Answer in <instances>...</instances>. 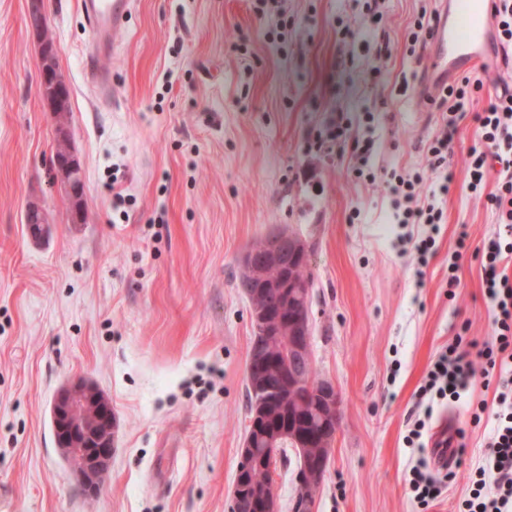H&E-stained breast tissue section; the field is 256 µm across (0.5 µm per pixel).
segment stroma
<instances>
[{
    "mask_svg": "<svg viewBox=\"0 0 512 512\" xmlns=\"http://www.w3.org/2000/svg\"><path fill=\"white\" fill-rule=\"evenodd\" d=\"M99 59L115 97L100 107L82 71L90 34L79 0H44L58 64L72 89L69 131L83 165L86 221L48 168L55 122L39 92L28 0H0V512H227L248 423L252 327L239 286L243 251L286 226L311 247L313 368L332 380L341 422L312 512H455L486 442L468 404L493 403L476 383L451 423L458 473L420 509L404 448L415 391L459 331L494 335L477 248L497 229L466 158L482 142L469 117L448 150L454 183L437 251L416 283L386 186L351 171L353 140L371 137L376 169L426 167L438 128L420 104L422 73L405 34L418 0H379L371 30L363 0H284L290 25L258 17L253 0H132ZM358 32L340 45V23ZM379 77H372L373 67ZM404 92H397L400 81ZM374 111V126L364 121ZM350 143L309 147L338 113ZM131 202L112 210L107 184ZM52 222L32 239L29 202ZM467 229L460 286L448 259ZM85 381L111 402L117 443L98 497L86 496L57 447L50 410Z\"/></svg>",
    "mask_w": 512,
    "mask_h": 512,
    "instance_id": "stroma-1",
    "label": "stroma"
}]
</instances>
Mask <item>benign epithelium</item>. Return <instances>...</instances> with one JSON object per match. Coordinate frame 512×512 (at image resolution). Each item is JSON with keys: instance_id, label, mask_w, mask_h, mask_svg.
Returning a JSON list of instances; mask_svg holds the SVG:
<instances>
[{"instance_id": "obj_1", "label": "benign epithelium", "mask_w": 512, "mask_h": 512, "mask_svg": "<svg viewBox=\"0 0 512 512\" xmlns=\"http://www.w3.org/2000/svg\"><path fill=\"white\" fill-rule=\"evenodd\" d=\"M29 18L36 35L39 59L40 94L47 112L58 117L67 111L70 86L58 66V49L48 30L44 0H30ZM56 138L64 142L51 156L49 167L54 183L69 200L71 220L83 223L84 182L81 161L67 127H56ZM49 223L48 213L39 205L29 206L26 224L31 236L42 234ZM307 242L288 229L273 231L251 245L241 256V281L250 301V321L255 342L247 359V381L258 395L257 409L249 421L250 431L240 449L229 512H238L237 501L244 492L256 499L261 512H279L273 479L261 485L250 481L253 468L272 472L281 448L291 447L303 456L304 473L297 480L293 512H311L330 461V453L340 424L339 394L335 384L322 380L317 386L312 412L315 421L305 428H269L261 425V415L269 403L292 401L304 388L311 362L312 324L309 281L297 275L308 265ZM288 346V378L274 382L270 373L278 361L270 354L274 341ZM51 424L56 444L85 492L93 495L109 469L114 454L116 419L111 403L92 386L75 383L61 389L51 407Z\"/></svg>"}]
</instances>
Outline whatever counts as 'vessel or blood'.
Here are the masks:
<instances>
[{
	"instance_id": "b4317fda",
	"label": "vessel or blood",
	"mask_w": 512,
	"mask_h": 512,
	"mask_svg": "<svg viewBox=\"0 0 512 512\" xmlns=\"http://www.w3.org/2000/svg\"><path fill=\"white\" fill-rule=\"evenodd\" d=\"M490 4L491 0H443L426 55V68L436 79L446 77L452 61L471 73L485 74L493 69ZM79 8L94 58L86 66L85 80L104 98H111L112 75L98 67L96 60L111 54L112 33L126 22L127 0H79Z\"/></svg>"
}]
</instances>
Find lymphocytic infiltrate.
<instances>
[{
	"label": "lymphocytic infiltrate",
	"instance_id": "obj_1",
	"mask_svg": "<svg viewBox=\"0 0 512 512\" xmlns=\"http://www.w3.org/2000/svg\"><path fill=\"white\" fill-rule=\"evenodd\" d=\"M482 89L480 80L465 76L454 84H440L428 100L440 121L438 131L423 146L432 171L439 175L436 186H428L424 174L417 170L391 171L386 184L397 222L428 228L426 235L413 243L418 265L426 266L436 253V239L444 222L436 198L450 191L448 148L460 120L471 116L482 140L492 148L488 154L470 152L467 169L471 190L483 188L488 177L496 179L487 202L495 212L498 229L478 251L495 336L482 343L456 336L431 363L417 398L458 402L476 379L494 383L498 409L488 432L487 451L468 475L471 489L459 502L457 512H512V278L502 268L512 255V91L494 94L481 111L467 113V104Z\"/></svg>",
	"mask_w": 512,
	"mask_h": 512
}]
</instances>
